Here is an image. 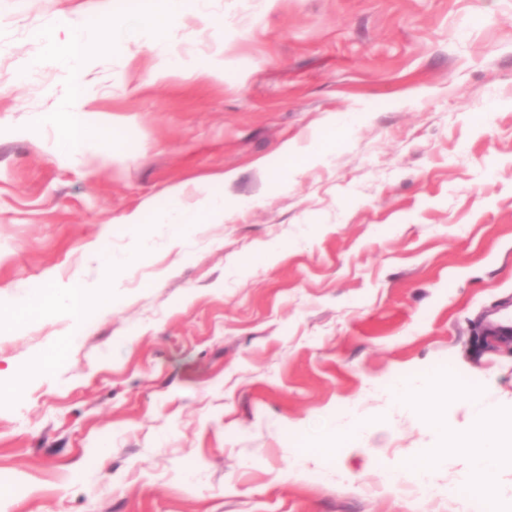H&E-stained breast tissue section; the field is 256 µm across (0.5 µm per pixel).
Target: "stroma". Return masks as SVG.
<instances>
[{"instance_id":"stroma-1","label":"stroma","mask_w":512,"mask_h":512,"mask_svg":"<svg viewBox=\"0 0 512 512\" xmlns=\"http://www.w3.org/2000/svg\"><path fill=\"white\" fill-rule=\"evenodd\" d=\"M112 10L0 0V309L51 280L116 286L81 323L51 311L0 328V512H481L445 496L454 450L438 497L382 485L435 442L393 379L451 368L440 416L459 432L512 418V354L474 340L512 301V0H210V22L169 32L193 69L160 78L159 49L122 32L94 60L84 120L124 154L73 168L52 125L29 127L67 76L36 63L38 32ZM35 67L39 83L18 80ZM319 140L326 160L303 173L266 164ZM222 174L243 215L124 268L90 260L130 246L123 216ZM271 247L275 262L248 266ZM359 415L358 450L282 478L303 429Z\"/></svg>"}]
</instances>
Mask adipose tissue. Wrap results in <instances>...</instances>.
Here are the masks:
<instances>
[{
    "label": "adipose tissue",
    "mask_w": 512,
    "mask_h": 512,
    "mask_svg": "<svg viewBox=\"0 0 512 512\" xmlns=\"http://www.w3.org/2000/svg\"><path fill=\"white\" fill-rule=\"evenodd\" d=\"M194 195V204L188 206L182 202L180 193H173L168 208L151 214L136 210L126 215L124 221L128 224L164 226L169 237L174 240L180 237L187 225L223 223L224 198L213 192L210 181L196 182ZM88 303L89 299L80 280H72L63 286L50 283L43 289L20 296L6 321L20 325L34 316L56 310L79 322L83 319ZM447 388L448 372L444 369L431 372L419 370L414 372L412 378L392 380L390 393L398 402L429 413L428 423L439 444L426 449L423 456L416 460L396 463L391 469V475L409 480L422 475L434 479L447 463L449 447L454 446L460 449L464 457L463 468L458 474L459 482L477 491H486V476L491 469L512 473V426L481 421L465 432H457L435 416L441 394ZM370 430V423L364 419L358 420L352 429L333 421H323L312 426L300 438L302 451L290 464L289 477L303 478L307 472V460L329 455L335 446H354L356 440Z\"/></svg>",
    "instance_id": "ef3b65f1"
}]
</instances>
